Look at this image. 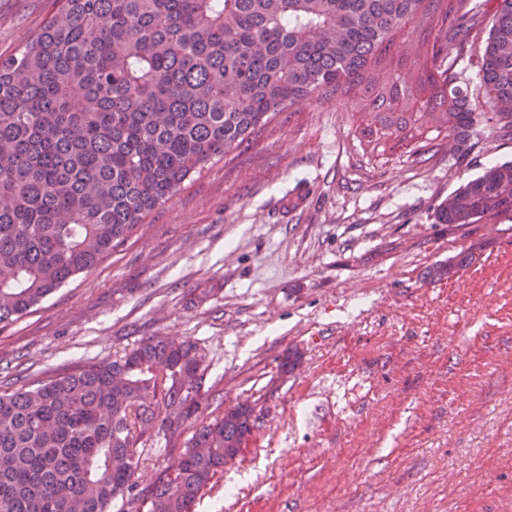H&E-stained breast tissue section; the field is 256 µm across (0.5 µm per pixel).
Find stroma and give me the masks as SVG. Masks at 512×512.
Segmentation results:
<instances>
[{"label":"stroma","mask_w":512,"mask_h":512,"mask_svg":"<svg viewBox=\"0 0 512 512\" xmlns=\"http://www.w3.org/2000/svg\"><path fill=\"white\" fill-rule=\"evenodd\" d=\"M49 10L0 0V56ZM358 126L350 99L314 95L191 174L110 254L0 325V392L187 339L209 406L144 437L137 476L167 474L228 408L255 418L196 512H512V215L436 220L449 193L512 161V135L480 110L461 149L442 135L379 154Z\"/></svg>","instance_id":"1"}]
</instances>
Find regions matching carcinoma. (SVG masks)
I'll return each mask as SVG.
<instances>
[{"instance_id":"obj_1","label":"carcinoma","mask_w":512,"mask_h":512,"mask_svg":"<svg viewBox=\"0 0 512 512\" xmlns=\"http://www.w3.org/2000/svg\"><path fill=\"white\" fill-rule=\"evenodd\" d=\"M52 0L40 33L0 57V324L112 252L190 176L313 94H354L377 149L468 140L481 105L512 133V0H497L474 92L449 74L490 0ZM444 33L397 40L410 18ZM431 55L412 75L408 61ZM512 213V162L460 185L440 224ZM464 254L434 268L442 279ZM204 357L150 337L32 389L0 394V512H194L254 429L242 405L201 424L174 475L136 493L137 444L203 406Z\"/></svg>"}]
</instances>
